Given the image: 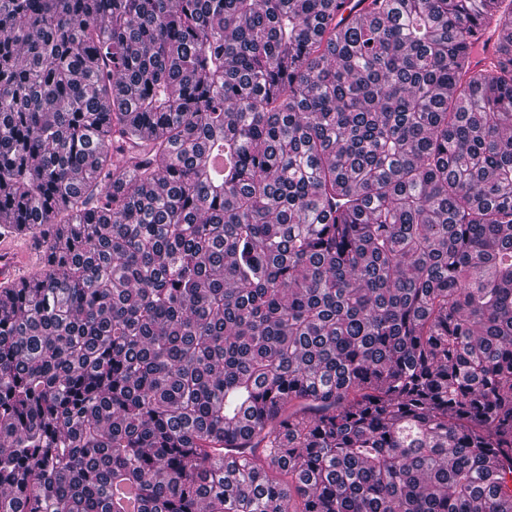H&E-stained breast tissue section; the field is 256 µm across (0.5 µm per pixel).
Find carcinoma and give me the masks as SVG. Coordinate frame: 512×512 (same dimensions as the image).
Listing matches in <instances>:
<instances>
[{
	"label": "carcinoma",
	"mask_w": 512,
	"mask_h": 512,
	"mask_svg": "<svg viewBox=\"0 0 512 512\" xmlns=\"http://www.w3.org/2000/svg\"><path fill=\"white\" fill-rule=\"evenodd\" d=\"M2 237L0 512H512V0H0ZM0 282L4 279H19L29 274V270L39 262V255L31 247L19 246L16 241L0 240ZM3 263V264H2ZM2 273V274H1Z\"/></svg>",
	"instance_id": "obj_1"
}]
</instances>
